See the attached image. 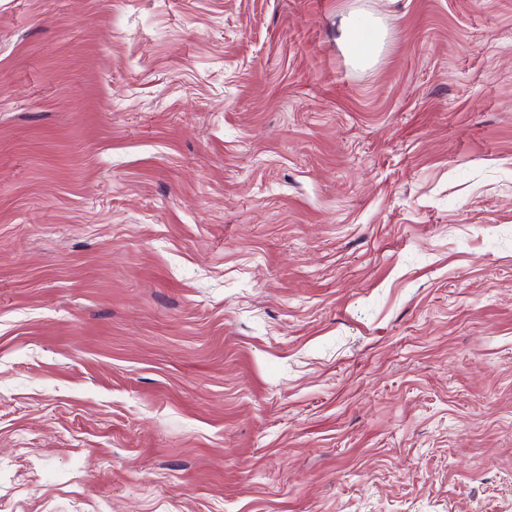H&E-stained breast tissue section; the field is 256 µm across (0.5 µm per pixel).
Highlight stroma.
I'll return each mask as SVG.
<instances>
[{
	"instance_id": "stroma-1",
	"label": "stroma",
	"mask_w": 512,
	"mask_h": 512,
	"mask_svg": "<svg viewBox=\"0 0 512 512\" xmlns=\"http://www.w3.org/2000/svg\"><path fill=\"white\" fill-rule=\"evenodd\" d=\"M0 512H512V0H0Z\"/></svg>"
}]
</instances>
